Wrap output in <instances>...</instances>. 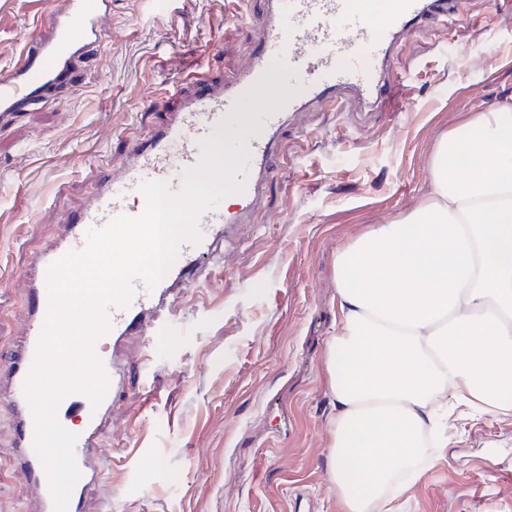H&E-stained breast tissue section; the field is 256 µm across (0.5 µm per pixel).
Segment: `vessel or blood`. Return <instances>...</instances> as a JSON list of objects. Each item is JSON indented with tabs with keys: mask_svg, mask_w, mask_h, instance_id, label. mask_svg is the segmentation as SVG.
<instances>
[{
	"mask_svg": "<svg viewBox=\"0 0 512 512\" xmlns=\"http://www.w3.org/2000/svg\"><path fill=\"white\" fill-rule=\"evenodd\" d=\"M456 2L388 0L384 18L373 21L366 14V0H265V21L249 64L223 81L199 70L173 87L167 121L135 136L126 161L96 186L83 207L67 213L63 234L35 256L38 276L26 289L23 343L8 363L0 365V403L8 406L14 418L12 460L27 476L28 512H53L49 481L34 449V419L23 394L49 310L51 265L67 253L83 251L89 230L103 228L122 215L141 214L148 204L143 183L163 181L171 191H178L185 173L201 162V140L233 111L276 57L284 58L292 71L287 84L295 93L280 109L262 116L259 132L250 137L249 161L237 177L242 185L240 207L230 211L219 204L206 209L198 221L199 242L182 243L175 262L158 283L133 279L129 305L107 307L108 345L98 349L97 355L108 389L99 407H92L80 393L67 395L58 406V422H66L73 413L85 418L76 430L74 445L81 477L68 508V512H85L86 487L101 483L105 475V459L98 452L100 426L112 414L115 394L127 384L120 362L127 339L142 336L160 347L167 334L163 314L173 296L206 280L213 268L223 267L225 242L236 237L240 225L248 223L264 202L286 123L301 124L310 111L338 107L347 99L369 109L388 101L389 67L405 36L425 20L455 14ZM111 10L112 0H51L14 64L0 72L1 127L70 90L80 63L100 46L102 22Z\"/></svg>",
	"mask_w": 512,
	"mask_h": 512,
	"instance_id": "obj_1",
	"label": "vessel or blood"
}]
</instances>
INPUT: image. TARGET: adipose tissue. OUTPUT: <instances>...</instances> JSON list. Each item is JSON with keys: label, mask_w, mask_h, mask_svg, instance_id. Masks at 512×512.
Returning a JSON list of instances; mask_svg holds the SVG:
<instances>
[{"label": "adipose tissue", "mask_w": 512, "mask_h": 512, "mask_svg": "<svg viewBox=\"0 0 512 512\" xmlns=\"http://www.w3.org/2000/svg\"><path fill=\"white\" fill-rule=\"evenodd\" d=\"M330 480L343 512H391L460 405L512 411V105L448 135L426 202L336 257Z\"/></svg>", "instance_id": "adipose-tissue-1"}]
</instances>
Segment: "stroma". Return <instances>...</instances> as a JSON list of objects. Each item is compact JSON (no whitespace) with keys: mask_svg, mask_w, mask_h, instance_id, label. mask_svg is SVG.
Instances as JSON below:
<instances>
[{"mask_svg":"<svg viewBox=\"0 0 512 512\" xmlns=\"http://www.w3.org/2000/svg\"><path fill=\"white\" fill-rule=\"evenodd\" d=\"M49 0H0V70ZM103 42L74 88L0 128V363L24 337L32 257L125 157L128 136L168 117L165 91L204 67L216 79L251 55L256 24L231 0H112ZM389 108L355 105L284 132L266 205L227 249L222 273L174 298L163 347L132 337L128 387L101 429L102 483L86 512H340L329 477L336 407L324 366L336 328V256L431 192L454 128L512 102V0H460L455 19L411 34ZM0 405V512H25ZM392 512H512V412H468Z\"/></svg>","mask_w":512,"mask_h":512,"instance_id":"1","label":"stroma"}]
</instances>
